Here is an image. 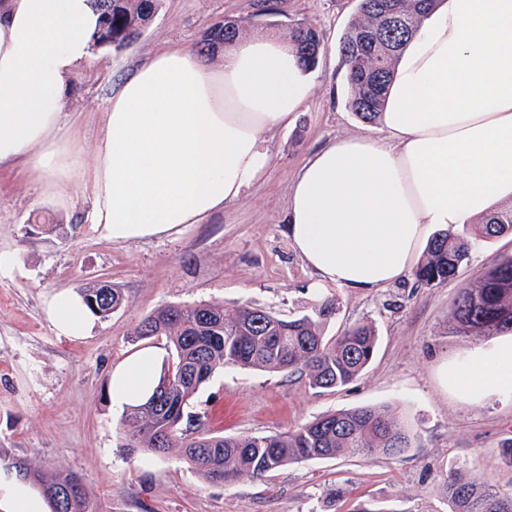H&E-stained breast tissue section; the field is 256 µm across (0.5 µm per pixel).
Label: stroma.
<instances>
[{
    "instance_id": "35a3bbf8",
    "label": "stroma",
    "mask_w": 512,
    "mask_h": 512,
    "mask_svg": "<svg viewBox=\"0 0 512 512\" xmlns=\"http://www.w3.org/2000/svg\"><path fill=\"white\" fill-rule=\"evenodd\" d=\"M357 11L358 0H273L268 9L262 0H163L130 48L94 50L63 101L86 169L108 98L163 46L197 47L210 25L242 17L250 32L283 38L295 24L314 25L328 48L301 112L263 134L271 155L266 172L242 199L178 237L112 243L87 219L88 184L75 186L71 207L62 210L22 173L0 170V249L15 256L12 269L0 273V512H11L19 498L49 512L38 491L16 477L18 459L46 472L75 473L102 512H449L441 484L456 465L512 489V464L504 456L512 395L492 393L471 403L444 378L476 344L450 322V302L493 260L512 256V233L471 240L467 263L439 286L415 287L408 275L377 291L319 292L287 235L284 214L306 158L334 138L384 135L381 123L360 120L346 105L337 47ZM97 282L122 294L120 309L96 319L88 336L57 335L43 313L46 297ZM323 299L336 302L328 334L366 319L376 327L377 351L360 377L319 394L298 372L227 366L214 371L190 412L217 435H268L328 411L393 405L415 435L403 454L313 460L225 485L206 481L177 453L121 448L122 415L107 397L109 370L141 347L132 331L142 318L165 304L200 302L262 307L291 318ZM335 483L346 484L350 496L322 503L324 488Z\"/></svg>"
}]
</instances>
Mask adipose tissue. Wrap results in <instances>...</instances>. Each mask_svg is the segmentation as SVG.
<instances>
[{"mask_svg": "<svg viewBox=\"0 0 512 512\" xmlns=\"http://www.w3.org/2000/svg\"><path fill=\"white\" fill-rule=\"evenodd\" d=\"M92 0H0V168L26 169L68 206L81 179L62 100L92 56ZM313 74L290 44L252 36L220 67L171 45L109 99L89 175V223L122 244L182 233L243 197L270 164L263 131L288 125ZM381 122L387 140H335L293 184L285 224L315 288L373 290L410 272L429 231L512 195V0H440L403 50ZM58 335L86 336L82 296L46 300ZM167 352L142 347L110 372L122 412L154 394ZM461 397L512 393V343L476 345L448 372Z\"/></svg>", "mask_w": 512, "mask_h": 512, "instance_id": "ef3b65f1", "label": "adipose tissue"}]
</instances>
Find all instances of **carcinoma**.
I'll use <instances>...</instances> for the list:
<instances>
[{
  "label": "carcinoma",
  "instance_id": "cac0c4a2",
  "mask_svg": "<svg viewBox=\"0 0 512 512\" xmlns=\"http://www.w3.org/2000/svg\"><path fill=\"white\" fill-rule=\"evenodd\" d=\"M162 0H94L101 20L93 45L119 54L154 21ZM440 0H360L338 47L345 71L347 106L366 122L377 121L385 106L399 54L422 19ZM248 24L226 19L203 32L204 55L231 48ZM289 43L302 63L317 66L323 43L316 28L299 23L289 29ZM512 232V206L486 214L471 228L474 237ZM468 242L453 231L436 232L414 271L415 284L446 283L468 259ZM81 295L99 317L119 309L114 288H85ZM336 303L324 299L310 312L284 319L263 308L241 306L229 313L219 303L170 304L142 319L138 339L163 337L173 348L161 370L152 399L128 411L120 422V447L182 456L210 482L230 483L243 476L263 477L290 464L344 455L398 456L412 447L414 434L391 405L327 412L285 433L215 435L192 423L185 410L213 371L227 365L268 372H301L313 389L344 387L371 362L377 333L369 321L338 336L326 335ZM455 329L475 338L512 332V256L495 260L474 286L462 288L449 307ZM16 474L38 489L50 512H100L98 502L73 473H45L27 462L13 463ZM450 512H512V491H503L461 467L448 469L443 483Z\"/></svg>",
  "mask_w": 512,
  "mask_h": 512
}]
</instances>
